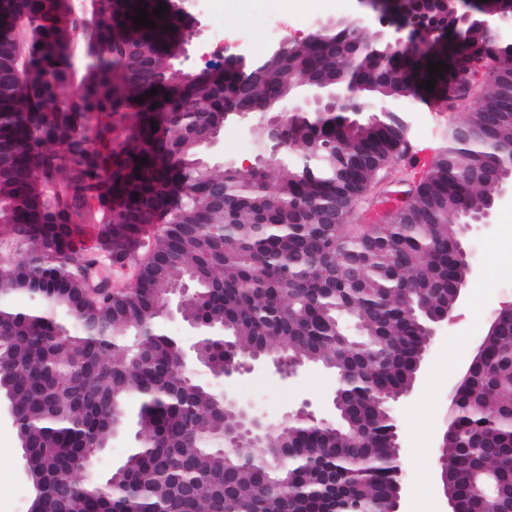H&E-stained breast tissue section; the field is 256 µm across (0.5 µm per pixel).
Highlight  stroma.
I'll list each match as a JSON object with an SVG mask.
<instances>
[{"label": "stroma", "mask_w": 512, "mask_h": 512, "mask_svg": "<svg viewBox=\"0 0 512 512\" xmlns=\"http://www.w3.org/2000/svg\"><path fill=\"white\" fill-rule=\"evenodd\" d=\"M189 12L199 26L186 35V55L173 59L172 64L195 75L203 73L211 59L215 46L209 30L216 25L224 28L230 42L239 31H248L249 41L242 51L252 57L270 52L272 44L266 28L273 19H286L292 37L306 35L316 21L328 18L356 19L363 28H379L378 16L360 0H207L204 7L193 6ZM453 118L452 112L441 113L428 104L414 103L407 114L410 137L417 142L446 145V127ZM257 152L254 138L230 121L225 123L211 156L219 164H239L253 160ZM464 241L476 266L467 295L454 311V322L432 339L413 392L392 404L401 444V512H447L433 465L435 451L447 427L452 387L465 374L494 311L512 302V201L499 205L492 224L473 225ZM196 379L215 393L226 392L241 402L254 404L272 420L297 409L305 400L327 421L338 420L332 405L336 379L319 365L303 366L286 380L268 371H257L223 381L202 367ZM138 411L137 399L125 403L123 429L95 456L96 476H108L137 446ZM33 496L17 433L8 414L0 410V512H27Z\"/></svg>", "instance_id": "35a3bbf8"}]
</instances>
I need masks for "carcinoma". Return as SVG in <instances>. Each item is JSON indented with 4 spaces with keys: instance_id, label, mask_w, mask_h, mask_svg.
<instances>
[{
    "instance_id": "cac0c4a2",
    "label": "carcinoma",
    "mask_w": 512,
    "mask_h": 512,
    "mask_svg": "<svg viewBox=\"0 0 512 512\" xmlns=\"http://www.w3.org/2000/svg\"><path fill=\"white\" fill-rule=\"evenodd\" d=\"M159 2L105 0L85 37L84 22L55 0H0V216L16 248L38 265L35 273L17 265L0 274V365L11 371L0 392L16 407L29 477L46 512H70L72 497L81 512H390L402 468L389 403L416 378L424 310L454 300L460 271L448 252L462 238V211L479 215L490 199L491 187L465 176L478 164L512 162L499 152L512 145V126L497 122V113H512V98L452 123L448 145L432 159L412 155L410 168L434 170L419 183L412 211L361 235L349 227L354 207L408 143L395 119L370 123L336 112L295 123L292 139L314 158L291 165L272 188L267 170L226 174L201 163V135L224 125L226 106L277 108L304 79L343 65L336 55L343 39L288 45L246 78L225 72L184 81L166 62L177 20L153 15ZM144 6L156 27L134 24ZM405 9L417 25L448 29V52L404 45L386 77L374 73L375 58L360 59L363 102L446 104L459 70L477 58L497 56L512 73L511 42L485 50L487 38L451 29L419 0ZM438 61L447 67L429 74L428 63ZM431 76L429 92L422 82ZM153 88L157 94L147 95ZM128 115L133 134L118 152L115 120ZM87 129L98 141L93 150L83 146ZM157 218L164 227L146 243L156 263L145 266L141 288L107 317L87 306L73 333L58 323L55 310L75 322L85 281L60 271L82 259L88 269L103 256L125 266ZM260 220L267 228L257 239ZM74 223L99 225L96 248L75 240ZM47 242L53 262L42 261ZM187 281L192 317L217 369L228 359L278 354L320 364L366 391L342 399L337 425L276 431L261 459L224 448L235 422L224 421L215 394L185 373L184 348L164 326L162 301ZM16 294L33 296L34 305L14 309L6 299ZM131 396L140 399L137 424L151 441L100 479L87 435L105 438L111 414L124 424ZM451 418L450 490L465 505L483 482L512 492V321L486 338Z\"/></svg>"
}]
</instances>
